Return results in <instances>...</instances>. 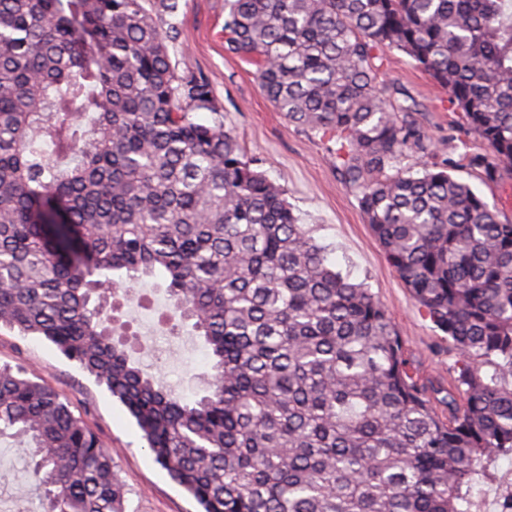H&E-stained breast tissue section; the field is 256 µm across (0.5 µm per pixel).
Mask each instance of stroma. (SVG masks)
Listing matches in <instances>:
<instances>
[{
  "instance_id": "35a3bbf8",
  "label": "stroma",
  "mask_w": 512,
  "mask_h": 512,
  "mask_svg": "<svg viewBox=\"0 0 512 512\" xmlns=\"http://www.w3.org/2000/svg\"><path fill=\"white\" fill-rule=\"evenodd\" d=\"M224 17V0H178L171 18L179 31L169 46L173 64L179 73L209 80L224 109L225 131L281 186L299 223L325 248L329 265L384 304L418 383L448 388L455 380V357L447 335L419 309L388 264L354 193L340 181L326 141L289 123L266 98L255 65L225 51ZM381 78L416 101V118L439 155L460 161L485 152L479 139L456 125L447 94L404 53L387 52ZM114 304V326L135 356L187 399L205 395L207 352L190 327L173 316L164 279L156 276L118 293ZM0 364L23 367L30 378L70 401L112 453L125 492L124 512H197V503L155 461L126 409L76 362L39 337L0 327ZM29 454L26 443L0 437V512H38L26 474ZM469 512H512L511 452L496 456L488 477L474 485Z\"/></svg>"
}]
</instances>
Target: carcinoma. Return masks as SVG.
I'll use <instances>...</instances> for the list:
<instances>
[{
  "instance_id": "cac0c4a2",
  "label": "carcinoma",
  "mask_w": 512,
  "mask_h": 512,
  "mask_svg": "<svg viewBox=\"0 0 512 512\" xmlns=\"http://www.w3.org/2000/svg\"><path fill=\"white\" fill-rule=\"evenodd\" d=\"M145 2L0 0V326L106 386L201 512H468L512 451V220L435 160L415 101L391 102L378 74L388 50L427 73L489 149L466 166L496 184L512 174V7L224 0V49L331 143L458 354L442 419L385 307L244 160L208 79L172 67L175 2ZM409 151L433 162L405 168ZM157 274L212 361L194 401L133 362L107 315L112 290ZM6 433L35 448L42 512H124L112 456L70 401L4 364Z\"/></svg>"
}]
</instances>
